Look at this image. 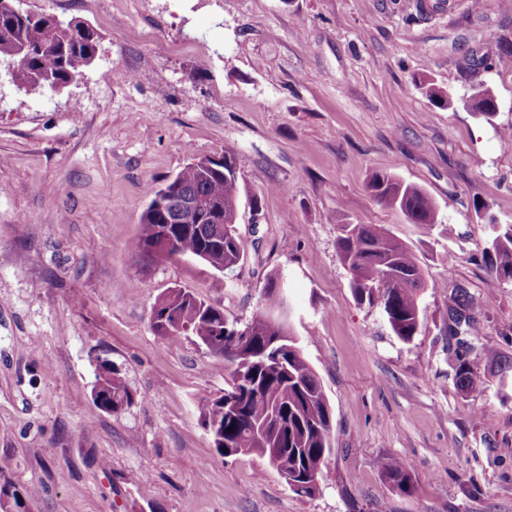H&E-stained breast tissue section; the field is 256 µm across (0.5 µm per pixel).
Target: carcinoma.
<instances>
[{"instance_id":"carcinoma-1","label":"carcinoma","mask_w":512,"mask_h":512,"mask_svg":"<svg viewBox=\"0 0 512 512\" xmlns=\"http://www.w3.org/2000/svg\"><path fill=\"white\" fill-rule=\"evenodd\" d=\"M15 0H0V63L13 64L12 83L28 91L41 86L47 78L66 84L79 73L77 64L97 53V36L82 34L83 23L58 25L50 14L13 9ZM28 49L25 63L16 64V55ZM469 98L484 102L492 113L495 96L484 85L472 89ZM177 188L181 194L204 206H224V224L215 234L208 224H187L173 232L177 243L167 254L194 256L218 272L232 271L243 261L245 243L238 231L240 194L234 154L224 152V163L199 158L188 163L152 199L140 218V231L132 242L138 253L158 246L164 224L158 204L165 191ZM367 188L380 204L400 211L411 224H440L431 197L420 187L391 173L371 174ZM492 234L485 250V264L491 287L512 283V224H499L488 218ZM337 250L351 274V286L359 303L378 307L393 332L404 342L418 334L421 324L422 296L426 279L419 260L411 249L390 236L377 224H342ZM282 274L268 278L263 289L264 309L240 325L230 322L224 312L193 293L172 288L158 296L151 307V326L163 337L192 336L206 348L222 341L217 356L224 359L230 380L224 394L206 400L200 408L201 422L211 423L215 451L226 458L257 454L275 462L274 470L290 490L300 497L312 498L319 489L309 484V476H324V467L332 451V415L318 375L304 357L297 339L283 324L267 317V310L288 306V293ZM474 303L467 290L458 289L452 307L456 326L475 335L480 322L472 311ZM249 332L250 346L241 358L226 357L239 330ZM469 346L459 338L448 349L454 364L456 382L466 390L480 388L483 381L467 362ZM96 387L101 409L119 413L130 407L135 394L120 372L106 360L97 365ZM234 430H229V427ZM383 475L396 488L407 492L412 476L393 458L379 461ZM11 501L14 512H26L35 495L31 488L16 485L0 474V494Z\"/></svg>"}]
</instances>
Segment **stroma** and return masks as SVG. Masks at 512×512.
Segmentation results:
<instances>
[{"label":"stroma","instance_id":"35a3bbf8","mask_svg":"<svg viewBox=\"0 0 512 512\" xmlns=\"http://www.w3.org/2000/svg\"><path fill=\"white\" fill-rule=\"evenodd\" d=\"M24 6L98 35L93 64L62 92L0 77V474L35 488L31 512H512V284L489 283L477 213L485 203L512 224V0ZM424 81L452 105L431 103ZM478 83L493 118L463 104ZM226 151L243 263L140 261L131 243L152 190ZM374 171L423 188L442 223L377 203ZM343 224L380 225L418 258L428 286L412 342L355 300ZM276 271L332 412L310 499L258 456L217 454L199 409L227 386L223 359L150 326L171 288L245 323ZM461 286L481 323L468 339L475 391L448 362ZM98 358L137 394L120 413L92 399ZM385 457L411 473V492L382 475Z\"/></svg>","mask_w":512,"mask_h":512}]
</instances>
